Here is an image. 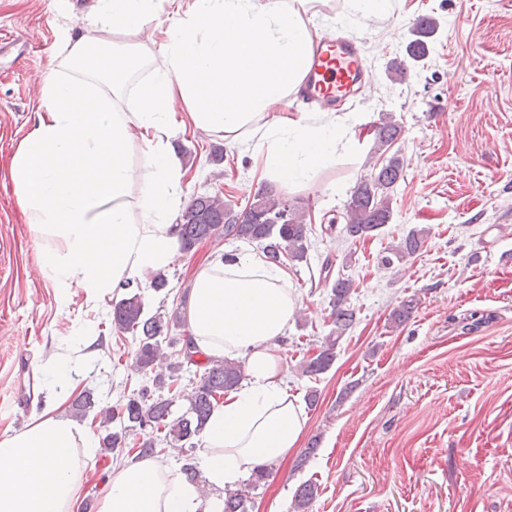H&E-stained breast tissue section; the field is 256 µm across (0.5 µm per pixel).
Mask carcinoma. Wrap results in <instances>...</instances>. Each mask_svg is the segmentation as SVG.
<instances>
[{"label": "carcinoma", "instance_id": "carcinoma-1", "mask_svg": "<svg viewBox=\"0 0 512 512\" xmlns=\"http://www.w3.org/2000/svg\"><path fill=\"white\" fill-rule=\"evenodd\" d=\"M436 24L427 18L416 27V38L408 44L407 56L417 62L426 55L424 37L435 31ZM376 152H386L401 133L398 123L387 117L375 130ZM406 169L403 156L394 153L384 159L378 168H372L369 175L360 180L350 199L344 205L342 231L346 238L364 240L376 236L393 217L392 197L395 185L404 178ZM180 226V247L190 251L198 242L210 239L220 233L227 239H243L257 244L269 262L277 264L281 258L296 263L307 260L309 228L306 211L287 198L275 196L270 190L254 195L251 205L237 211L217 195L202 194L194 197L182 210L177 219ZM427 230H410L391 249L386 262H402L421 251ZM353 282L338 277L332 284L330 308L332 328L321 345L320 352L303 362L302 372L317 376L327 371L336 357V346L355 321V310L351 308ZM417 299L411 297L391 314L394 325L405 323L417 307ZM112 323L123 334H129L137 345L134 354L138 370L149 375L148 383L118 409L106 408L99 411L101 424L113 426L100 441V448L106 454H114L126 447V436L133 431H147L149 436L140 443L139 452L144 456L156 453V446L164 443L182 453L180 471L189 482H200L201 472L193 457L187 455V446L194 445V439L203 432L206 423L220 399L238 389L245 379V366L239 360L224 358L206 361L197 385L188 397L189 406L181 416L171 418V400L163 394L181 379L191 366H199L189 350L192 341L180 340L172 335L178 326L173 316L156 311L149 316L138 293H128L115 302L112 308ZM182 344L177 361L164 364L166 349ZM96 401L90 391L82 392L72 406L73 412L83 417ZM270 475L265 465L251 475L243 489L227 493L224 498V512H248L249 489L259 485ZM315 484L300 485L293 500V512H308L316 495Z\"/></svg>", "mask_w": 512, "mask_h": 512}]
</instances>
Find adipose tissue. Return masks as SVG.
Returning <instances> with one entry per match:
<instances>
[{"instance_id": "ef3b65f1", "label": "adipose tissue", "mask_w": 512, "mask_h": 512, "mask_svg": "<svg viewBox=\"0 0 512 512\" xmlns=\"http://www.w3.org/2000/svg\"><path fill=\"white\" fill-rule=\"evenodd\" d=\"M326 2L95 0L78 34L62 31L37 123L9 169L61 295L80 287L98 300L173 262L178 227L169 217L184 176L171 145L176 106L196 129L260 156L261 177L276 190L358 150L349 113L270 110L295 100ZM137 144L148 155L139 166ZM298 308L284 273L257 253L195 270L186 319L197 350L240 356L248 373L200 437L206 484L150 458L131 461L111 472L97 512H223L225 490L297 447L305 415L276 349ZM94 445L63 417L61 401L47 403L25 430L0 438V512H73L84 479L76 450Z\"/></svg>"}]
</instances>
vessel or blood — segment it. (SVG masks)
I'll return each mask as SVG.
<instances>
[{"mask_svg":"<svg viewBox=\"0 0 512 512\" xmlns=\"http://www.w3.org/2000/svg\"><path fill=\"white\" fill-rule=\"evenodd\" d=\"M360 45L344 27L321 38L314 47L311 66L303 80V103L341 111L350 103L368 75Z\"/></svg>","mask_w":512,"mask_h":512,"instance_id":"vessel-or-blood-1","label":"vessel or blood"}]
</instances>
